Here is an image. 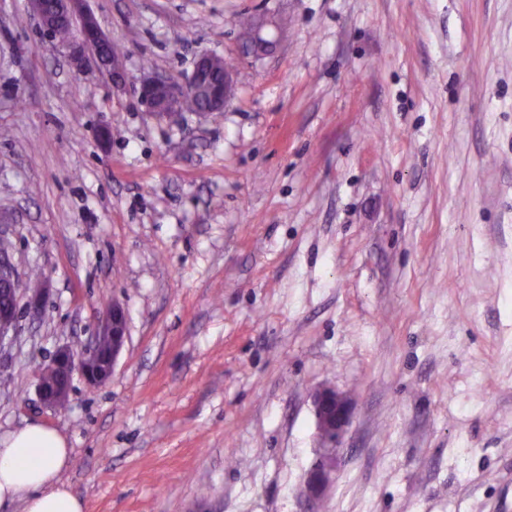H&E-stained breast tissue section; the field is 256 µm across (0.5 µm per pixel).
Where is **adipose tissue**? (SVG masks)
<instances>
[{
    "label": "adipose tissue",
    "instance_id": "1",
    "mask_svg": "<svg viewBox=\"0 0 512 512\" xmlns=\"http://www.w3.org/2000/svg\"><path fill=\"white\" fill-rule=\"evenodd\" d=\"M70 450L54 429L30 424L0 439V504L21 501L23 512H84L62 481Z\"/></svg>",
    "mask_w": 512,
    "mask_h": 512
}]
</instances>
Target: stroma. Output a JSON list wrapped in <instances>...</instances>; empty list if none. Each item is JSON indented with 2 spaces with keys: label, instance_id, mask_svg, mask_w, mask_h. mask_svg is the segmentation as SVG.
I'll list each match as a JSON object with an SVG mask.
<instances>
[{
  "label": "stroma",
  "instance_id": "1",
  "mask_svg": "<svg viewBox=\"0 0 512 512\" xmlns=\"http://www.w3.org/2000/svg\"><path fill=\"white\" fill-rule=\"evenodd\" d=\"M88 6L122 87L0 0V238L47 290L0 349V437L57 430L84 512H308L329 386L354 413L320 512H512V0ZM204 52L234 98L156 118L140 78ZM115 301L108 382L43 407Z\"/></svg>",
  "mask_w": 512,
  "mask_h": 512
}]
</instances>
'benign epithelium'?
Masks as SVG:
<instances>
[{"label":"benign epithelium","instance_id":"1","mask_svg":"<svg viewBox=\"0 0 512 512\" xmlns=\"http://www.w3.org/2000/svg\"><path fill=\"white\" fill-rule=\"evenodd\" d=\"M59 6L50 12L43 0H29L32 16L46 33L59 25L71 27L68 41L58 45L66 50L72 65L78 71L94 66L107 73L112 83L125 81L124 56L119 53L106 56L112 38L100 27L89 9L87 0H57ZM216 56L202 53L198 56L193 73L184 85L152 74L144 75L140 96L150 112L161 119H169L182 111L186 97L204 93L207 98L205 111L222 112L234 96V82L230 68L216 76L209 72L216 69ZM6 290L11 305L0 307V342L4 341L17 318L18 284L9 262L0 258V288ZM126 341V313L118 303H112L99 321L96 335L91 342L75 350L69 346L59 348L44 365L37 378L40 401L51 408H58L68 401L74 374L90 386L105 384ZM316 426L322 439L323 452L317 457L304 476V490L313 500L323 499L332 480L335 457L341 450L344 435L350 424L352 404L350 399L332 388H320L313 395Z\"/></svg>","mask_w":512,"mask_h":512}]
</instances>
